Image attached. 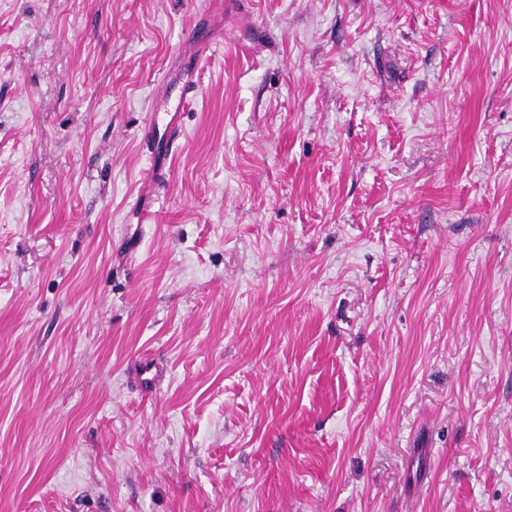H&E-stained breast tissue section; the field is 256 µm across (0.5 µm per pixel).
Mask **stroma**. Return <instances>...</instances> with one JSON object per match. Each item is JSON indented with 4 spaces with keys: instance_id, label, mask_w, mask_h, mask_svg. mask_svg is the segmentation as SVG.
I'll return each mask as SVG.
<instances>
[{
    "instance_id": "stroma-1",
    "label": "stroma",
    "mask_w": 512,
    "mask_h": 512,
    "mask_svg": "<svg viewBox=\"0 0 512 512\" xmlns=\"http://www.w3.org/2000/svg\"><path fill=\"white\" fill-rule=\"evenodd\" d=\"M0 512H512V0H0ZM199 95L198 85L193 80H187L182 85L181 106L173 112H166L163 124L160 128L156 120H151L142 133L140 146L144 153L156 160L161 155L171 154L173 144L181 135V115L188 105L197 99Z\"/></svg>"
}]
</instances>
